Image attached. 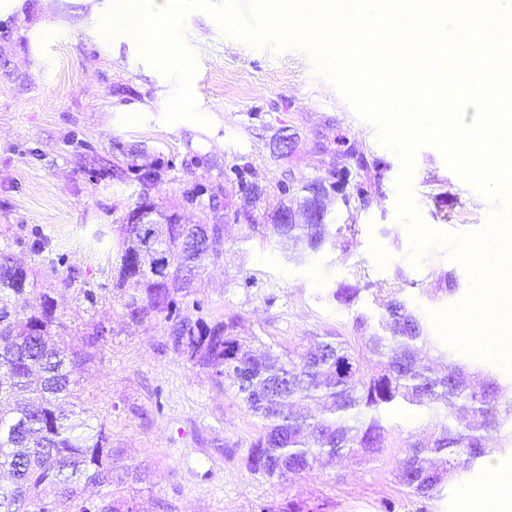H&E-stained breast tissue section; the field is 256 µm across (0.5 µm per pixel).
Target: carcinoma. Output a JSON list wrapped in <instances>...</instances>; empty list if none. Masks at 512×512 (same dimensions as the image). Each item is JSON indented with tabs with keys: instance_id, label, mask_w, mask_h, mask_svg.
<instances>
[{
	"instance_id": "obj_1",
	"label": "carcinoma",
	"mask_w": 512,
	"mask_h": 512,
	"mask_svg": "<svg viewBox=\"0 0 512 512\" xmlns=\"http://www.w3.org/2000/svg\"><path fill=\"white\" fill-rule=\"evenodd\" d=\"M114 149L131 160L143 188L161 182L164 162L139 165L137 146L117 141ZM301 191L297 207L310 210L328 194L318 179ZM221 195L220 187L186 193L187 204H205L216 217L211 224H184L178 212L142 193L119 225L113 271L119 285H136L123 296L127 319L141 325L164 317L174 352L217 386L233 381L258 419L247 456L250 470L282 481L312 471L323 457L362 461L379 454L390 432L383 417L395 405L424 410L434 428L432 440L409 443L399 461L398 481L413 496L441 498L448 483L512 446V434H502L512 424V384L460 361L446 372L422 364L432 338L395 295L380 299L378 318L354 317L360 332L354 341L323 336L283 357L255 352L232 323L180 314L202 262L224 256ZM292 210L279 201L272 224H247L245 236L264 229L300 260L336 245L332 225L294 224L288 221ZM14 263L11 253L0 250V475L12 473V480H0V512H135L121 498L83 496L89 486L124 483L131 473L105 427L89 425L76 411L80 379L107 330L98 325L82 345L67 343L57 302L43 293L38 304H30L34 274ZM360 292L341 285L331 297L349 308ZM47 487L54 490L50 501L42 496Z\"/></svg>"
}]
</instances>
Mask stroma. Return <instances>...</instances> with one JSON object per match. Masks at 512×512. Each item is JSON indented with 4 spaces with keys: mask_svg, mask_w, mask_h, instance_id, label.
Listing matches in <instances>:
<instances>
[{
    "mask_svg": "<svg viewBox=\"0 0 512 512\" xmlns=\"http://www.w3.org/2000/svg\"><path fill=\"white\" fill-rule=\"evenodd\" d=\"M112 2L0 0V249L56 298L73 342L96 324L109 331L79 397L90 425L105 426L137 470L119 494L136 512H286L292 501L304 512H385L388 502L394 512H461L492 470L512 473L511 449L493 453L495 468L451 483L442 499L411 496L396 464L408 438L429 437L432 426L427 415L395 407L382 453L269 481L245 465L258 427L232 385H213L179 358L164 319L125 322L113 286L116 227L143 190L114 150L117 141L165 161L149 196L186 223L204 222L207 211L186 205L185 191L223 186L224 257L207 266L181 312L208 322L239 317L238 334L258 337L274 353L314 336L351 335L355 312L377 316L379 298L394 293L414 307L439 351L462 358L439 337L433 314L462 301L469 278L447 246L414 249L396 213L399 156L308 49L255 48L224 33L210 13L190 12L183 38L197 62L193 88L206 122L168 123L176 82L141 58L136 41L101 34ZM88 149L111 159V170L91 169ZM312 179L329 190L335 246L300 261L276 237L243 239L242 183L266 192L265 207L253 214L266 224L280 182H293V203ZM412 190L425 225L446 234L483 228L499 207L430 144L415 153ZM42 234L52 237L53 254L33 252ZM96 235L100 243L89 246ZM447 273L456 279L450 294L442 291ZM341 282L362 288L356 311L327 299ZM87 289L96 304L85 300Z\"/></svg>",
    "mask_w": 512,
    "mask_h": 512,
    "instance_id": "35a3bbf8",
    "label": "stroma"
}]
</instances>
